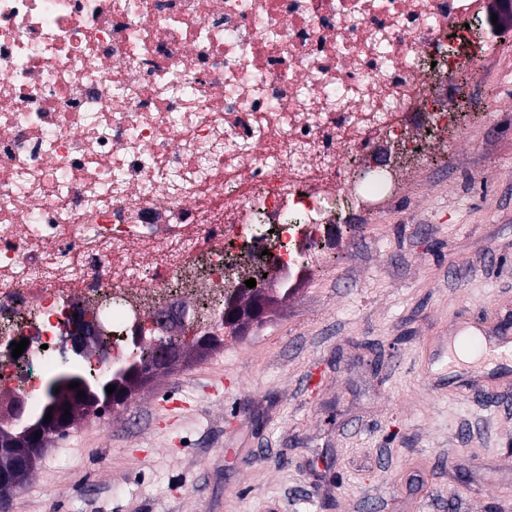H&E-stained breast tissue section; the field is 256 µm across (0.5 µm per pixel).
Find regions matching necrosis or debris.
Instances as JSON below:
<instances>
[{
  "label": "necrosis or debris",
  "mask_w": 512,
  "mask_h": 512,
  "mask_svg": "<svg viewBox=\"0 0 512 512\" xmlns=\"http://www.w3.org/2000/svg\"><path fill=\"white\" fill-rule=\"evenodd\" d=\"M499 38L485 0H0V396L46 405L74 310L110 334L75 366L119 382L168 305L206 338L243 261L293 288L415 174L354 165L450 146L433 80Z\"/></svg>",
  "instance_id": "4bbe7bcc"
}]
</instances>
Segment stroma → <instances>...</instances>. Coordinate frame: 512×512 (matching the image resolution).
<instances>
[{
	"label": "stroma",
	"instance_id": "35a3bbf8",
	"mask_svg": "<svg viewBox=\"0 0 512 512\" xmlns=\"http://www.w3.org/2000/svg\"><path fill=\"white\" fill-rule=\"evenodd\" d=\"M503 53L449 84L462 136L401 202L347 214L262 323L77 415L10 512H512V360L448 365L473 327L512 342V32Z\"/></svg>",
	"mask_w": 512,
	"mask_h": 512
}]
</instances>
